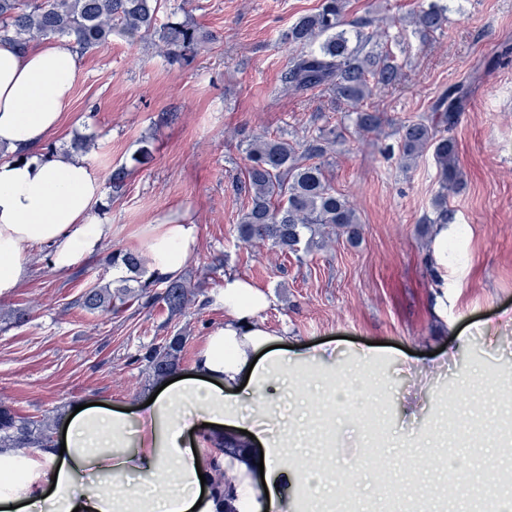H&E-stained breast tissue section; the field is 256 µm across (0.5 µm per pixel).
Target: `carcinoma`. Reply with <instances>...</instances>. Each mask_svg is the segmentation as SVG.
Returning <instances> with one entry per match:
<instances>
[{
  "label": "carcinoma",
  "instance_id": "cac0c4a2",
  "mask_svg": "<svg viewBox=\"0 0 512 512\" xmlns=\"http://www.w3.org/2000/svg\"><path fill=\"white\" fill-rule=\"evenodd\" d=\"M345 0H322L319 9L300 16L283 34L282 41L299 48L288 62L280 92L303 95L319 90L333 106L350 104L348 113L355 132L373 134L385 122L383 113L363 102L379 86L393 87L401 77L397 57L375 39L374 19L365 16L344 20ZM160 0H0V45H23L35 39L68 37L81 50L108 46L117 34L130 42L157 39L175 62L189 64L205 35L189 18L173 12L157 24ZM414 26L424 35L441 32L448 24V5L431 3L413 13ZM466 101L464 88L450 86L432 106V112L411 120L397 131V145L382 152L398 154L408 168L431 155L438 172L439 188L433 198L432 224H446L448 193L462 185L457 144L450 132L457 125ZM342 134L320 127L301 140L260 134L246 145L247 166L234 190L248 199L238 221V238L245 244L268 242L285 253L311 251L320 229L331 227L355 243L360 225L344 195L336 192L328 168ZM112 265L131 273L142 271L141 257L132 251L112 254ZM162 291H157V288ZM194 292L181 278L150 276L137 289L121 286L110 290L96 286L82 296L90 312H105L115 301L132 297L144 306L165 303L174 315L182 313ZM186 337L179 333L153 344L143 356L156 381L178 368ZM54 415L22 417L0 404L1 448H46L53 441Z\"/></svg>",
  "mask_w": 512,
  "mask_h": 512
}]
</instances>
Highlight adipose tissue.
I'll return each mask as SVG.
<instances>
[{
	"instance_id": "ef3b65f1",
	"label": "adipose tissue",
	"mask_w": 512,
	"mask_h": 512,
	"mask_svg": "<svg viewBox=\"0 0 512 512\" xmlns=\"http://www.w3.org/2000/svg\"><path fill=\"white\" fill-rule=\"evenodd\" d=\"M79 74L78 51L54 39L0 46V297L26 279L33 248H49L62 270L111 232L93 216L102 185L86 157L36 152L60 126ZM146 234L150 270L162 277L177 275L197 249L195 225L174 210ZM269 304L247 278L225 275L224 322L205 336L189 377L147 406L84 408L39 452L0 450V512H288L284 482L306 487L311 475L286 466L293 439L281 404L292 389L311 387L305 364L317 354L280 347L257 319ZM229 432L243 433L240 454L222 451Z\"/></svg>"
}]
</instances>
